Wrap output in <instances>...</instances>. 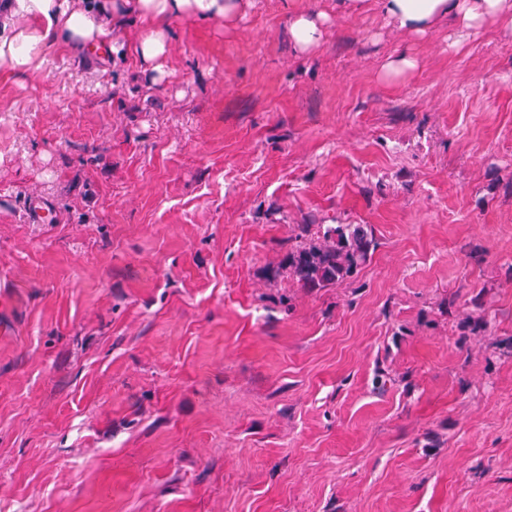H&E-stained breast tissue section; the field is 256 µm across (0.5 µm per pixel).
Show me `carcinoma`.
<instances>
[{
	"mask_svg": "<svg viewBox=\"0 0 512 512\" xmlns=\"http://www.w3.org/2000/svg\"><path fill=\"white\" fill-rule=\"evenodd\" d=\"M377 246L368 224L300 225L298 242L288 250L277 273L310 291L350 281L370 260Z\"/></svg>",
	"mask_w": 512,
	"mask_h": 512,
	"instance_id": "carcinoma-1",
	"label": "carcinoma"
}]
</instances>
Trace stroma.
I'll return each instance as SVG.
<instances>
[{
    "label": "stroma",
    "instance_id": "stroma-1",
    "mask_svg": "<svg viewBox=\"0 0 512 512\" xmlns=\"http://www.w3.org/2000/svg\"><path fill=\"white\" fill-rule=\"evenodd\" d=\"M147 26L0 62V512H512V37L250 0L157 71ZM302 224L377 247L312 292ZM329 21L328 15L320 11L301 12L291 16L288 19V33L294 47L308 52L320 46Z\"/></svg>",
    "mask_w": 512,
    "mask_h": 512
}]
</instances>
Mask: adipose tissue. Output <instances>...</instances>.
<instances>
[{
  "label": "adipose tissue",
  "mask_w": 512,
  "mask_h": 512,
  "mask_svg": "<svg viewBox=\"0 0 512 512\" xmlns=\"http://www.w3.org/2000/svg\"><path fill=\"white\" fill-rule=\"evenodd\" d=\"M248 0H8L0 14V61L18 72L36 69L48 46L61 41L79 52L108 48L110 21L138 16L148 19L149 32L139 40L142 60L162 63L170 48V23L185 16L201 22L232 19L244 13ZM395 29L424 36L444 22H452L453 43L462 45L487 22L500 23L512 33V0H379ZM329 17L320 11L294 14L288 33L302 52L321 45Z\"/></svg>",
  "instance_id": "adipose-tissue-1"
}]
</instances>
